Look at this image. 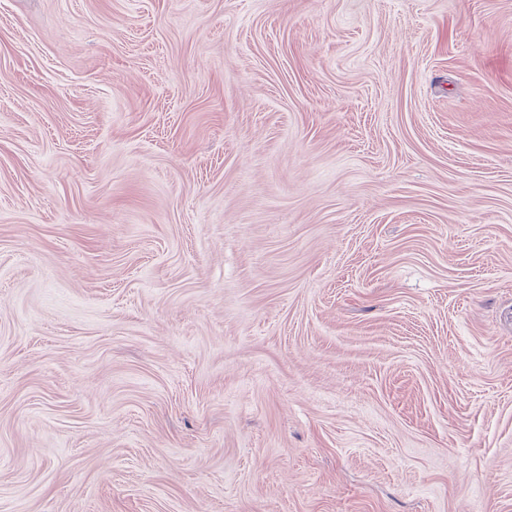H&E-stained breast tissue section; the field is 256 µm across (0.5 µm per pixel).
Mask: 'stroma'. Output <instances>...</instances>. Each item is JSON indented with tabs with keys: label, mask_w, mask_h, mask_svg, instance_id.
I'll return each instance as SVG.
<instances>
[{
	"label": "stroma",
	"mask_w": 512,
	"mask_h": 512,
	"mask_svg": "<svg viewBox=\"0 0 512 512\" xmlns=\"http://www.w3.org/2000/svg\"><path fill=\"white\" fill-rule=\"evenodd\" d=\"M0 512H512V0H0Z\"/></svg>",
	"instance_id": "stroma-1"
}]
</instances>
